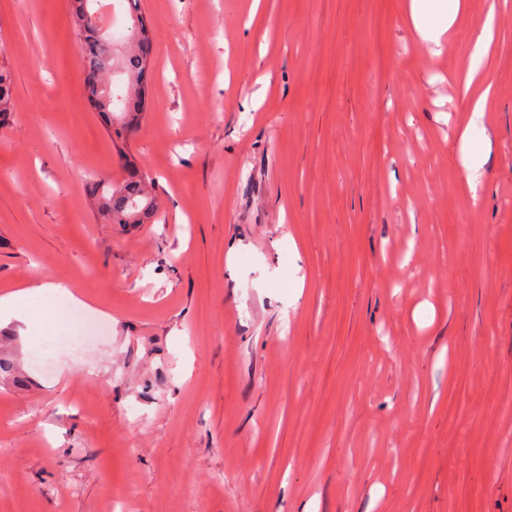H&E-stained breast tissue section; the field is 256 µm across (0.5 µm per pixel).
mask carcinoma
<instances>
[{
	"instance_id": "cac0c4a2",
	"label": "carcinoma",
	"mask_w": 512,
	"mask_h": 512,
	"mask_svg": "<svg viewBox=\"0 0 512 512\" xmlns=\"http://www.w3.org/2000/svg\"><path fill=\"white\" fill-rule=\"evenodd\" d=\"M127 12L132 22L129 42L133 47L128 57L127 90L133 94L122 95V105L115 108L112 92L101 88L100 82L110 70L106 59V49L102 36L90 27H76V36L80 40L84 66L85 84L90 87L88 100L98 112H120L121 127L115 130L117 136L123 132L135 130L149 107L148 93L145 88L146 71L153 46L148 36L146 19L142 15L139 0H125ZM14 82L9 71L0 69V116L12 111ZM153 178L146 173L136 172L131 179L120 187L109 182L97 180L93 183L91 197L104 200V206L114 224H144L158 209L155 195L149 191Z\"/></svg>"
}]
</instances>
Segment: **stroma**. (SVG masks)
<instances>
[{"label": "stroma", "instance_id": "stroma-1", "mask_svg": "<svg viewBox=\"0 0 512 512\" xmlns=\"http://www.w3.org/2000/svg\"><path fill=\"white\" fill-rule=\"evenodd\" d=\"M150 107L87 103L72 0H0V512H512V0L423 41L410 0H141ZM494 83L456 165L488 13ZM377 36L395 68L369 79ZM155 180L147 224L87 181ZM493 13H489L481 35L478 37L473 53L464 63L463 70L466 71L464 93L468 94L472 85L477 81L487 82L484 89L470 98L469 118L460 132L459 140V164L467 172V187L472 191L475 187V180L478 171L482 167V159L473 145V130L478 123L485 118L487 100L491 90V82L481 75V61L486 55L491 42V26ZM46 293L55 295L58 294L60 296L67 297L73 307L75 309L80 308H86L87 306L83 304L79 299H77L74 294L68 289L67 286L56 283V282H50L45 281L40 283L37 286L31 287V288H25L21 289L15 292L3 294L0 296V314H11L13 312L14 306L17 302V300L26 295H37V296H43Z\"/></svg>", "mask_w": 512, "mask_h": 512}]
</instances>
